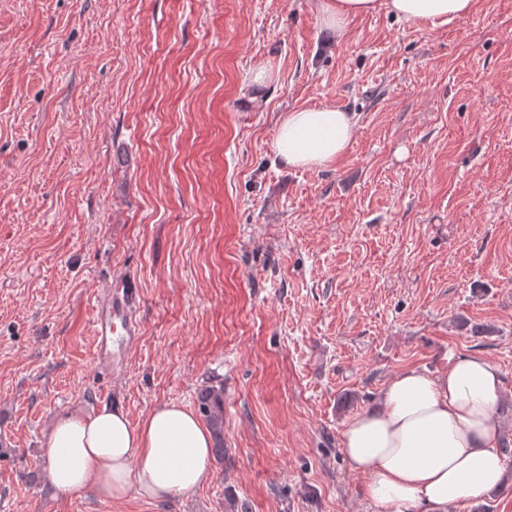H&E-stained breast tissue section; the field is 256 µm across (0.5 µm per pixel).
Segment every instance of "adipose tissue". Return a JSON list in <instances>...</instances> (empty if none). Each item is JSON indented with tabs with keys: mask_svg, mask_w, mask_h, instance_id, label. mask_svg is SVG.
Returning a JSON list of instances; mask_svg holds the SVG:
<instances>
[{
	"mask_svg": "<svg viewBox=\"0 0 512 512\" xmlns=\"http://www.w3.org/2000/svg\"><path fill=\"white\" fill-rule=\"evenodd\" d=\"M477 2L320 0V17L340 32L348 19L385 3L408 21L436 27L467 16ZM356 127V115L338 107L297 108L281 118L274 148L290 167H325L342 158ZM500 389L494 364L462 356L437 375L402 371L380 389L375 407L348 421L343 452L354 470L369 474L364 494L378 512H448L501 487ZM211 447L209 429L182 404H159L137 423L104 405L57 419L46 437V476L63 499L92 492L120 501L134 493L165 503L211 477Z\"/></svg>",
	"mask_w": 512,
	"mask_h": 512,
	"instance_id": "obj_1",
	"label": "adipose tissue"
}]
</instances>
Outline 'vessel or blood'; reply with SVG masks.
<instances>
[{
	"instance_id": "obj_1",
	"label": "vessel or blood",
	"mask_w": 512,
	"mask_h": 512,
	"mask_svg": "<svg viewBox=\"0 0 512 512\" xmlns=\"http://www.w3.org/2000/svg\"><path fill=\"white\" fill-rule=\"evenodd\" d=\"M92 334L97 364L112 368L126 364L140 334L135 290L127 280L106 289L94 311Z\"/></svg>"
}]
</instances>
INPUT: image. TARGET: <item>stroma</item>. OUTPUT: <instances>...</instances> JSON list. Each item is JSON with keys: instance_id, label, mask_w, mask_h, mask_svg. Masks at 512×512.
<instances>
[{"instance_id": "1", "label": "stroma", "mask_w": 512, "mask_h": 512, "mask_svg": "<svg viewBox=\"0 0 512 512\" xmlns=\"http://www.w3.org/2000/svg\"><path fill=\"white\" fill-rule=\"evenodd\" d=\"M318 0H0V512H377L345 424L404 369L500 370L512 439V0L431 27ZM266 68L269 80L252 73ZM358 116L291 168L297 107ZM137 290L125 369L90 320ZM224 387V461L169 503L57 498L43 437ZM380 5L379 0H321L320 17L325 26L341 33L348 19L377 11ZM356 127V115L338 107L297 108L281 118L274 148L288 167H325L342 158Z\"/></svg>"}]
</instances>
